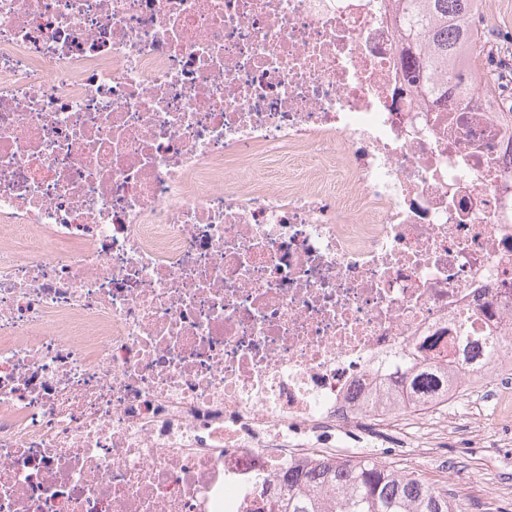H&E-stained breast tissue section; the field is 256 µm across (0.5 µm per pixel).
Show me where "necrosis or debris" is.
I'll return each instance as SVG.
<instances>
[{
    "mask_svg": "<svg viewBox=\"0 0 512 512\" xmlns=\"http://www.w3.org/2000/svg\"><path fill=\"white\" fill-rule=\"evenodd\" d=\"M396 9L0 0V512H278L447 438L409 366L512 447V75ZM441 383H443L442 373L431 367L415 369L409 377L410 387L424 395L434 392Z\"/></svg>",
    "mask_w": 512,
    "mask_h": 512,
    "instance_id": "4bbe7bcc",
    "label": "necrosis or debris"
}]
</instances>
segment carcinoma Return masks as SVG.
I'll list each match as a JSON object with an SVG mask.
<instances>
[{"label":"carcinoma","mask_w":512,"mask_h":512,"mask_svg":"<svg viewBox=\"0 0 512 512\" xmlns=\"http://www.w3.org/2000/svg\"><path fill=\"white\" fill-rule=\"evenodd\" d=\"M399 21L408 48L430 51L449 82L464 80L463 64L479 40L472 18L479 0H400ZM443 383L431 367L413 371L411 388L428 395ZM287 487L282 512H461L448 490L427 481L398 476L397 470L373 458L325 459L306 470L291 469L281 476ZM336 489L329 504L321 489Z\"/></svg>","instance_id":"carcinoma-1"}]
</instances>
